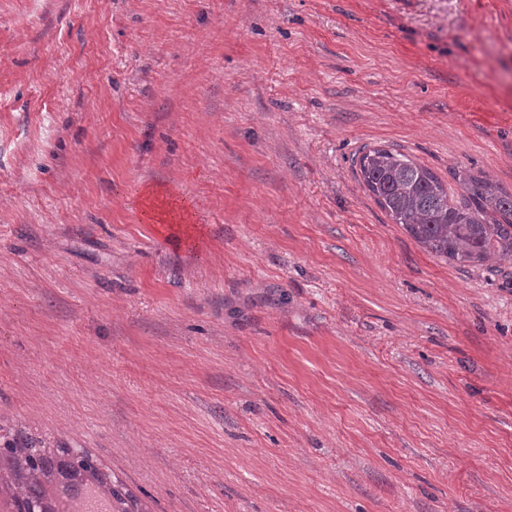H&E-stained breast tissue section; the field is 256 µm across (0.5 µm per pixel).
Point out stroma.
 Here are the masks:
<instances>
[{"label": "stroma", "mask_w": 512, "mask_h": 512, "mask_svg": "<svg viewBox=\"0 0 512 512\" xmlns=\"http://www.w3.org/2000/svg\"><path fill=\"white\" fill-rule=\"evenodd\" d=\"M379 147L512 193V0H0V428L141 512H512V264ZM363 184L394 224L428 253L473 266L491 255L512 263V194L489 179L452 173L456 194L408 155L372 148L357 161Z\"/></svg>", "instance_id": "1"}]
</instances>
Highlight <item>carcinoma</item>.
Returning <instances> with one entry per match:
<instances>
[{"mask_svg":"<svg viewBox=\"0 0 512 512\" xmlns=\"http://www.w3.org/2000/svg\"><path fill=\"white\" fill-rule=\"evenodd\" d=\"M363 184L378 205L428 253L473 266L495 256L512 263V194L488 179L455 171L457 193L408 155L372 148L357 161ZM86 477L119 504L140 512L102 464L83 448H47L21 433L0 434V498L13 512H63L48 488L53 477Z\"/></svg>","mask_w":512,"mask_h":512,"instance_id":"1","label":"carcinoma"}]
</instances>
